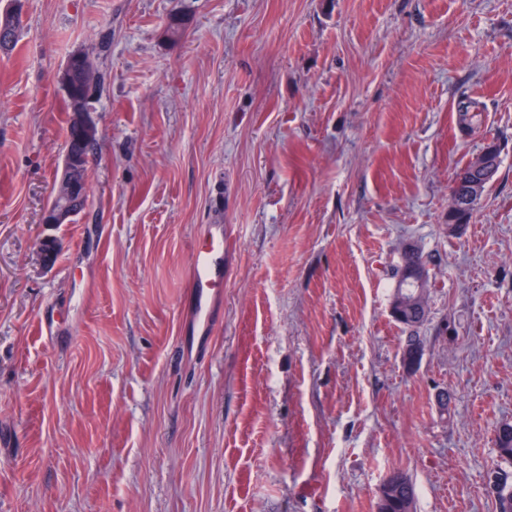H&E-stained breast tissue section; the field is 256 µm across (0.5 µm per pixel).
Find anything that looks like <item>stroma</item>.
<instances>
[{"label": "stroma", "mask_w": 512, "mask_h": 512, "mask_svg": "<svg viewBox=\"0 0 512 512\" xmlns=\"http://www.w3.org/2000/svg\"><path fill=\"white\" fill-rule=\"evenodd\" d=\"M0 51V512H497L512 423V0H21ZM185 20L172 40L171 16ZM104 76L88 205L40 224L59 75ZM475 102L479 121L459 113ZM501 164L458 233L455 170ZM224 299L179 342L205 225ZM57 237L54 266L36 243ZM432 281L415 371L390 312ZM424 263L422 255L414 248L411 252L404 251L402 264L396 272V284L392 295V304L398 301H405L403 306H396L400 311L391 307L392 316L397 322L406 327L410 333V339L406 347L417 341L415 333L427 322L429 316L428 306V288L421 294H417L418 288H425L428 281V272L426 267H417L411 272V280L414 281L416 288H413L411 281L403 276V269L407 265ZM399 317L398 319H396ZM390 484L382 485L379 512H414L416 491L412 481L402 472H394Z\"/></svg>", "instance_id": "1"}]
</instances>
